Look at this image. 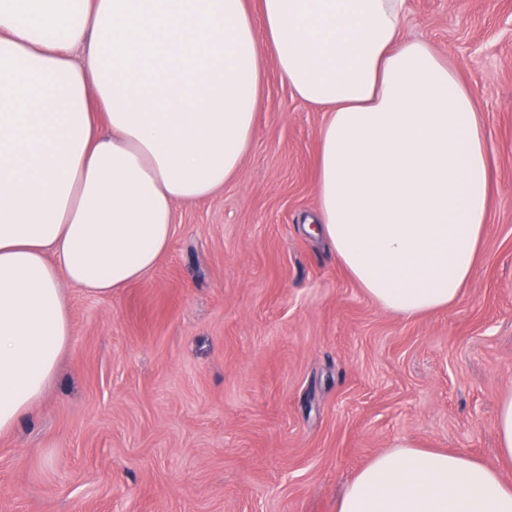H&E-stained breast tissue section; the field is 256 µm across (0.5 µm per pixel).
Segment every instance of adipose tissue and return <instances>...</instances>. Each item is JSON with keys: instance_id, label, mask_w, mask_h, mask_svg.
Masks as SVG:
<instances>
[{"instance_id": "ef3b65f1", "label": "adipose tissue", "mask_w": 512, "mask_h": 512, "mask_svg": "<svg viewBox=\"0 0 512 512\" xmlns=\"http://www.w3.org/2000/svg\"><path fill=\"white\" fill-rule=\"evenodd\" d=\"M405 0H0V435L41 403L71 344L62 283L108 297L167 251L175 206L239 175L269 50L328 110L316 231L382 309L453 305L490 206L474 92ZM496 461L397 443L336 512H512V394Z\"/></svg>"}]
</instances>
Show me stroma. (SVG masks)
I'll return each instance as SVG.
<instances>
[{
	"instance_id": "35a3bbf8",
	"label": "stroma",
	"mask_w": 512,
	"mask_h": 512,
	"mask_svg": "<svg viewBox=\"0 0 512 512\" xmlns=\"http://www.w3.org/2000/svg\"><path fill=\"white\" fill-rule=\"evenodd\" d=\"M401 36L455 67L487 132L494 191L457 302L388 312L305 231L327 114L262 55L240 175L176 204L142 280L67 289L55 381L0 436V512H336L399 441L495 457L512 393V0H406Z\"/></svg>"
}]
</instances>
